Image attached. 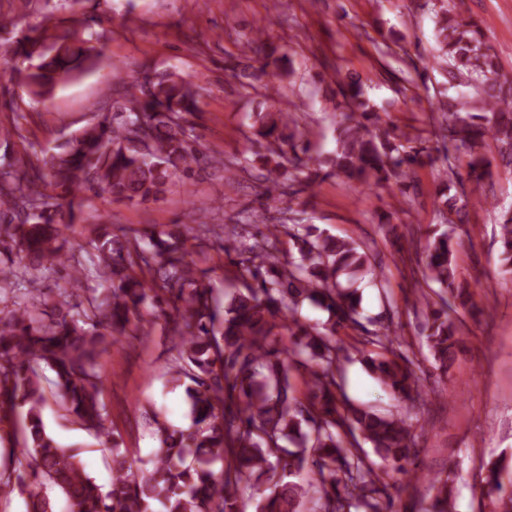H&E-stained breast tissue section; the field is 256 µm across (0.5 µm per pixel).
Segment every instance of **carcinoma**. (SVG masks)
Wrapping results in <instances>:
<instances>
[{"label": "carcinoma", "instance_id": "carcinoma-1", "mask_svg": "<svg viewBox=\"0 0 512 512\" xmlns=\"http://www.w3.org/2000/svg\"><path fill=\"white\" fill-rule=\"evenodd\" d=\"M463 0H418L431 15L435 49L417 72L447 79L448 88L429 100L434 114L424 145L384 121L364 97L360 80L336 73L343 98L341 132L327 169L310 168L304 155L311 143L300 130L297 111L253 113L257 156L266 171V232L241 238L237 226L197 232L185 224L166 231L130 230L120 235L110 224H93L88 244L70 245L77 193L86 188L121 199L146 201L167 190L173 178L207 164L234 176V162L204 155L187 116L197 110L195 87L174 72L133 79L147 96L123 95L101 108L96 122L71 135L60 154L38 156L23 149L0 168V288L22 302L0 308V411L22 419L26 464L0 476V496L27 494V512H54L48 494H63L71 512H245L249 493L254 512H393L394 495L363 448L368 444L384 468L398 473L416 464L413 425L405 413H382L351 402L342 388L341 366L349 350L407 410L421 397L413 362L398 353L393 318L364 325L355 284L379 277L368 248L351 237L325 235L312 224H291L289 209L278 206L284 181L312 185L323 176H342L406 192L416 166L441 163L437 193L439 223L428 235L425 282L438 291L417 295L425 315L424 339L437 369L445 372L458 348L457 326L448 315L466 305L467 289L456 284L454 225L473 202L497 208L488 197L472 198L465 182L489 174L484 150L492 139L512 162V76L501 71L485 42L479 21L466 14ZM54 27L52 33L21 29L0 49L30 61L33 71L15 79L32 100L46 101L59 85L94 68L100 52L86 17ZM263 32L244 33L241 54L259 64L254 71L228 63L244 88L274 63L283 79L293 60L265 53ZM469 152L466 174L456 170L459 149ZM502 266L512 270V210L501 214ZM288 233L299 258L284 260L279 234ZM217 244L235 254L232 282L215 288L194 254ZM67 271L65 285L40 288L50 272ZM328 314L324 323L302 322L304 304ZM165 321L177 342L169 352L173 387L185 388L191 423L182 428L156 423L157 448L148 465L133 468L112 442V482L108 490L83 470L78 454L59 448L47 433L42 411L53 397L65 415L108 439L103 379L96 360L114 336L147 335L142 310ZM360 334L348 349L338 329ZM289 336V344L283 336ZM305 375L306 392L293 394L291 372ZM220 470H215L216 462ZM482 492L493 512H512V465L502 456L488 462ZM432 495L425 512H455L453 478L427 480Z\"/></svg>", "mask_w": 512, "mask_h": 512}]
</instances>
